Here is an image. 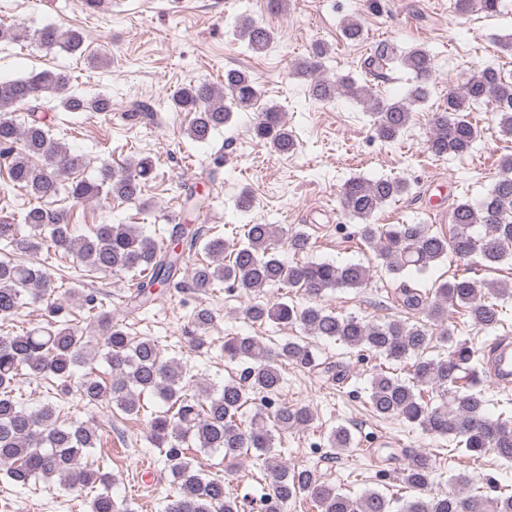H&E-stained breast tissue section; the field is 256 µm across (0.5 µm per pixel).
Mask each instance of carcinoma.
Returning a JSON list of instances; mask_svg holds the SVG:
<instances>
[{
	"instance_id": "obj_1",
	"label": "carcinoma",
	"mask_w": 512,
	"mask_h": 512,
	"mask_svg": "<svg viewBox=\"0 0 512 512\" xmlns=\"http://www.w3.org/2000/svg\"><path fill=\"white\" fill-rule=\"evenodd\" d=\"M501 0H453L459 15L473 12L495 13ZM346 39L363 37L360 19L351 17L343 25ZM32 37L48 49L60 47L70 52L82 50L85 37L73 29L48 25L34 34L17 25L0 27V38L16 41ZM238 37L255 55H263L273 44L270 28L248 21L238 26ZM326 48L317 44L312 55L295 64L298 76L308 81L309 93L317 101L346 96L361 102L369 112L377 138L396 140L412 123V106L426 101L434 79V63L421 47L397 54L386 44L377 47L364 67L369 72L391 68L399 63L410 74L409 87L400 98L383 97L367 85L340 76L321 75V59ZM69 78L63 72L43 70L28 78L0 81V156L8 157V186L28 196V206L20 224L30 228L25 236L19 224L0 220V241L13 252L27 254L41 247L53 251L73 267L97 273H134L129 285L128 313L141 309L153 296L154 288L176 280L186 255L195 252L201 228L194 220L204 212V199L189 192L184 199L186 224L174 227L173 237L181 250L144 235L134 224H94L85 234L76 235L64 211L53 203L64 194L76 202L119 199L148 206L143 188L155 175L150 156L135 157L121 171L105 165L94 178L77 177L85 167L82 155L51 134L45 123L43 101L60 98L65 112H112V99L87 97L68 91ZM261 91L244 70L224 72V84L189 83L172 96L170 109L186 112L191 118L185 134L194 142L206 143L211 135L228 124L236 109L254 107ZM493 103V115L500 131L512 135V82L497 71L477 68L459 86L448 90L444 107L433 113L428 150L437 157L468 153L480 131L469 118L475 107ZM25 113L19 122L13 113ZM152 107L143 101L131 102L125 110L129 121L144 119ZM253 138L275 155L296 150L294 134L279 109L265 106L252 126ZM502 173L489 193L477 205L457 202L451 211L453 231L446 236L431 231L427 224H377L374 217L391 200L409 191L399 178L367 181L348 179L341 189L344 213L359 221L357 236L374 252L378 265L398 277L406 271L423 273L453 254L467 262L477 256L485 264L512 261V157L501 161ZM296 255L308 253L313 242L304 228L288 231L273 224H247L243 239L228 241L214 237L203 243L211 258L195 266L190 286L205 293L218 282L229 291H239L252 301L245 317L252 323L290 325L306 336L332 340L348 348L382 357L389 362L407 363L408 377L401 378L383 369L375 370L368 391L372 412L394 416L421 428L432 436L453 437L470 457L489 452L512 462V408L493 416L488 399L480 389L479 371L472 366L475 352L466 341H458L445 358H427L425 350L433 339V327L441 328L440 338L453 335L448 327V307L466 309L472 325L491 332L501 323V299L512 298V282L493 287L471 278L445 282L434 297L402 283L395 302L406 310H422L426 321L410 324L392 319L381 323L355 316L341 317L324 309L319 301L329 291L361 288L372 277L362 264L337 265L330 262L286 264L278 257L279 242ZM289 288L305 296L309 305L299 308L286 302L259 300L266 287ZM56 286L45 264L28 265L16 260H0V320H12L24 304L25 296L46 302L51 320L44 326L25 328L19 333L0 336V463L6 476L17 486L33 480L59 478L69 489L99 484L102 491L91 501L90 512H126L123 502L112 496L115 478L107 473L80 467V462L96 447L97 433L78 420L61 415L64 405L46 402L32 411L15 401L13 390L18 378L47 380L68 387L76 383L80 399L94 407L117 408L128 415L144 409L141 397L161 399L167 409L150 415L149 429L154 444L165 449L174 483L173 495L166 497L163 512H241L244 503L226 491L224 478L210 476L195 468L194 449L223 452L224 461L233 463L253 451L262 461L257 482H265L267 492L260 499L261 512H285L295 503H305L315 512H512V492L491 496L471 489L467 475L454 478L457 490L432 492L435 460L425 452L404 451L402 474L413 495L402 499L398 510L393 501L377 489H367L353 497L326 484L310 467L291 468L276 450L275 433L308 426L313 416L305 406L280 400L283 375L274 364L282 359L301 369L322 370L335 381L344 379L342 365L320 361L305 336L288 338L272 349L261 336H227L224 357L230 361L248 360L251 367L243 379L229 378L215 388L186 379L187 369L175 358H165L159 344L149 337H135L124 323L112 321L104 303L93 293L82 294L80 309L94 315L101 331L93 341L66 315L63 303L53 299ZM214 322L211 310L194 311L191 323L198 346ZM102 355L112 370V383L102 384L86 373L76 377V369ZM256 408L250 427H241V409L247 403ZM355 445L350 431L338 426L330 432L328 447L343 452Z\"/></svg>"
}]
</instances>
